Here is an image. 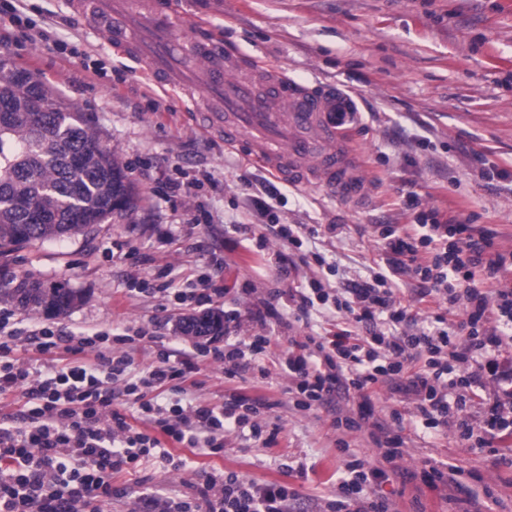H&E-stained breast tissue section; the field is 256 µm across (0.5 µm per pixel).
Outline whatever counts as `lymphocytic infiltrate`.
<instances>
[{
	"label": "lymphocytic infiltrate",
	"instance_id": "1",
	"mask_svg": "<svg viewBox=\"0 0 512 512\" xmlns=\"http://www.w3.org/2000/svg\"><path fill=\"white\" fill-rule=\"evenodd\" d=\"M281 198L277 187L265 185L263 196L252 199L258 223L234 225V232L280 240L274 256L279 276L310 261L324 272L287 289V310L266 299L256 304L249 317L264 333L228 335L220 346L199 343L179 357L159 349L134 377L132 352L146 336L142 329L67 336L42 324L25 339L12 310L0 309V397L12 396L20 406L0 416V512H105L122 493L113 475L139 472L155 459L175 471L185 468V458L165 448L168 440L209 455L223 453L224 436L232 431L245 429L263 444L275 443L276 431L263 423L274 401L233 390L217 406L190 394L210 361L223 364L225 382L246 372L265 382L271 324L306 320L327 308L339 313V321L289 337L278 359L289 380L288 406L307 412L336 394L353 395L355 409L337 415L333 427L367 434L383 463L370 464L338 441L343 470L320 512H390L381 488L390 464L403 455L407 429L449 432L470 448L494 441L512 446V265L494 250L491 235L469 223L442 221L435 210L419 213L407 227L381 229L384 270L336 287L329 279L335 266L321 253L306 254L303 245L322 234L338 236L343 225L281 223ZM396 274L420 280L415 301L427 313L423 323L396 300ZM26 340L39 355L65 353L77 362L38 370L19 354ZM386 391L410 400L412 414L395 410L388 419L376 417L375 402ZM479 406L486 416L474 415ZM296 497L285 484L259 485L233 471H215L194 495L171 497L157 489L149 499L160 512H289Z\"/></svg>",
	"mask_w": 512,
	"mask_h": 512
}]
</instances>
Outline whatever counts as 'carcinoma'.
<instances>
[{"mask_svg": "<svg viewBox=\"0 0 512 512\" xmlns=\"http://www.w3.org/2000/svg\"><path fill=\"white\" fill-rule=\"evenodd\" d=\"M0 255L23 244L90 231L131 204L124 167L101 146L80 112H69L32 73L0 57ZM52 314L76 295L44 288L28 276L0 283V301ZM224 329L214 315L191 317L185 330L209 336Z\"/></svg>", "mask_w": 512, "mask_h": 512, "instance_id": "cac0c4a2", "label": "carcinoma"}]
</instances>
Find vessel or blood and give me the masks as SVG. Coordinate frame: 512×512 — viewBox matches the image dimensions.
<instances>
[{"label":"vessel or blood","instance_id":"vessel-or-blood-1","mask_svg":"<svg viewBox=\"0 0 512 512\" xmlns=\"http://www.w3.org/2000/svg\"><path fill=\"white\" fill-rule=\"evenodd\" d=\"M71 9L82 26L105 32L142 64L155 85L197 94L225 144L246 145L250 158L284 182L363 200L366 185L348 137L357 107L341 88L304 85L259 65L159 0H72Z\"/></svg>","mask_w":512,"mask_h":512}]
</instances>
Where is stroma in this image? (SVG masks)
<instances>
[{
    "label": "stroma",
    "instance_id": "obj_1",
    "mask_svg": "<svg viewBox=\"0 0 512 512\" xmlns=\"http://www.w3.org/2000/svg\"><path fill=\"white\" fill-rule=\"evenodd\" d=\"M9 2L19 10L24 30L18 41L0 46V55L31 72L72 111L84 113L140 197L137 206L91 232L0 256L1 280L28 275L79 296L58 316L16 308L19 328L48 323L73 336H90L140 327L149 335L134 354L140 367L151 358L153 337L187 353L195 339L178 329L187 308L160 307L158 299L136 291L137 279L222 288L226 294L217 308L243 313L269 292L288 288L270 263L281 242L271 236L261 248L232 230L257 223L250 198L261 193L271 171L204 131L186 96L151 84L104 36L77 23L68 0ZM182 9L290 78L335 84L356 101L362 119L352 144L368 183L366 198L345 204L316 188L280 186L282 223L343 225L341 238L316 242L337 265L338 278L383 269L377 226L413 223L420 210H438L453 222L470 219L493 235L499 252L512 254V182L480 175L484 169L512 172V0H184ZM61 43L66 52L58 51ZM175 179L185 187L173 197L167 183ZM336 320L334 311L325 310L308 324L276 326L267 382L258 385L246 377L234 386L247 397L278 401L264 418L278 431L275 444L238 432L217 456L182 449L186 470L157 463L139 475H115L114 486L126 494L113 499L109 512H155L144 501L150 487L189 496L217 470L259 484H288L298 493L291 512H316L336 492L343 467L338 439L377 461L367 438L331 426L351 401L305 414L286 404L288 379L277 359L289 336ZM426 460L456 464L474 493L492 488L497 501L489 512H512V467L497 463L489 448L465 447L449 433L412 430L400 474L383 487L394 512H459L449 491L417 478ZM298 464L304 474H288V466Z\"/></svg>",
    "mask_w": 512,
    "mask_h": 512
}]
</instances>
